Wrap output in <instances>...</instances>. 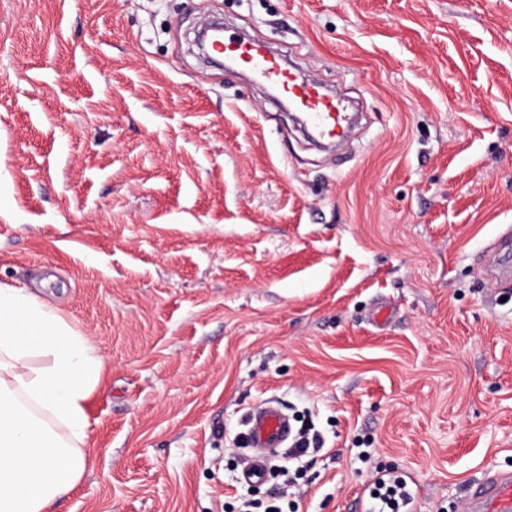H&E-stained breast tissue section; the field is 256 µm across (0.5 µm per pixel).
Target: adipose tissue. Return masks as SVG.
<instances>
[{"label": "adipose tissue", "instance_id": "adipose-tissue-1", "mask_svg": "<svg viewBox=\"0 0 512 512\" xmlns=\"http://www.w3.org/2000/svg\"><path fill=\"white\" fill-rule=\"evenodd\" d=\"M103 371L62 308L0 283V512H45L82 477Z\"/></svg>", "mask_w": 512, "mask_h": 512}]
</instances>
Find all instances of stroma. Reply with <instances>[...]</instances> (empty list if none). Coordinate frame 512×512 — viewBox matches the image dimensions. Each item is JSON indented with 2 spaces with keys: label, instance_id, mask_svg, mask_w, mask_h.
I'll return each instance as SVG.
<instances>
[{
  "label": "stroma",
  "instance_id": "1",
  "mask_svg": "<svg viewBox=\"0 0 512 512\" xmlns=\"http://www.w3.org/2000/svg\"><path fill=\"white\" fill-rule=\"evenodd\" d=\"M285 55L364 117L317 149L202 23ZM512 0H0V282L96 346L91 456L46 512H465L512 473ZM392 310L383 326L378 306ZM278 401L323 449L237 480ZM378 486L374 489V492H377V499L380 504L383 506V510H379L380 512H399L400 503L405 506L407 498L409 494L405 491V482L398 476L390 477L386 482L385 480H378ZM384 490V492H381ZM389 509V510H386Z\"/></svg>",
  "mask_w": 512,
  "mask_h": 512
}]
</instances>
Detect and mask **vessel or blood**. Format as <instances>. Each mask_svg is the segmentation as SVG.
Returning a JSON list of instances; mask_svg holds the SVG:
<instances>
[{"mask_svg": "<svg viewBox=\"0 0 512 512\" xmlns=\"http://www.w3.org/2000/svg\"><path fill=\"white\" fill-rule=\"evenodd\" d=\"M223 53L225 58L247 64L261 78L278 85L289 102L303 113L304 122L313 133L331 139L342 136L346 115L336 99L327 97L315 86L296 82L275 58L256 46L239 43L235 37H225ZM246 426V443L252 455L240 478L247 483H260L277 449L288 447L293 427L283 409L272 401L253 408L246 417ZM468 512H512V474L487 477L473 490Z\"/></svg>", "mask_w": 512, "mask_h": 512, "instance_id": "vessel-or-blood-1", "label": "vessel or blood"}]
</instances>
